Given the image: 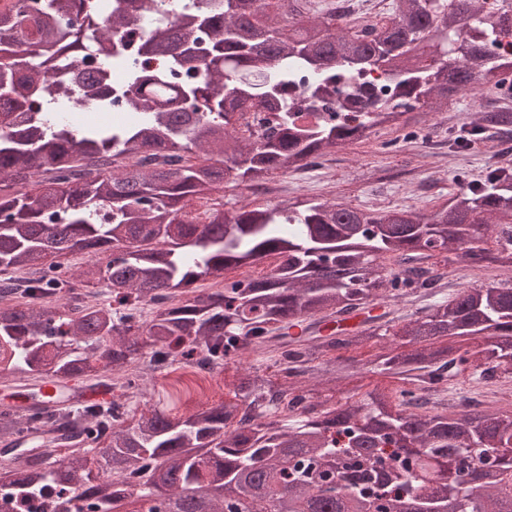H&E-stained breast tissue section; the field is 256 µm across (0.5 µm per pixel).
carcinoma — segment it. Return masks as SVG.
Returning <instances> with one entry per match:
<instances>
[{
  "label": "carcinoma",
  "instance_id": "cac0c4a2",
  "mask_svg": "<svg viewBox=\"0 0 512 512\" xmlns=\"http://www.w3.org/2000/svg\"><path fill=\"white\" fill-rule=\"evenodd\" d=\"M152 11L156 26L133 28ZM389 16L336 23V7L312 0H10L0 5V273L37 270L24 289L0 285V382L94 378L145 360L156 370L206 353L224 366L269 345L283 381L244 368L235 400L198 405L184 418L141 410L140 393L49 411L0 407V500L9 512H56L68 493L95 512L128 499L167 512H229L227 500L267 501L264 512H391L405 496L415 512H503L512 500V455L496 458L478 492L459 495L464 461L481 469L512 444V410L438 408L421 391L512 366V286L463 287L443 296L452 265L512 266V165H489L428 214L362 210L325 199L243 201L203 215L193 202L243 182L254 190L280 171L384 129L403 133L414 112H446L454 96L485 84L512 94V0H391ZM457 47L440 52L447 38ZM380 72V80L369 77ZM356 106L337 118L340 100ZM122 99L133 125L66 122L109 112ZM261 112L259 134L236 125ZM512 111L482 112L453 144ZM498 231L497 255L484 247ZM83 254L77 267L63 262ZM389 255L397 267L377 264ZM271 257V273L199 291L195 284ZM98 288L97 308L67 293ZM45 294L56 297L44 304ZM433 298L406 316L367 319L328 336L292 337L301 319L349 315L380 299ZM156 305L134 322L140 305ZM479 338L470 348L436 346ZM377 347L371 371L403 381L361 399L332 400L350 365L339 352ZM288 396L292 414L275 412ZM59 431L79 451L15 452L16 438ZM386 457L389 466L376 467Z\"/></svg>",
  "mask_w": 512,
  "mask_h": 512
}]
</instances>
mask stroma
Listing matches in <instances>:
<instances>
[{
  "label": "stroma",
  "mask_w": 512,
  "mask_h": 512,
  "mask_svg": "<svg viewBox=\"0 0 512 512\" xmlns=\"http://www.w3.org/2000/svg\"><path fill=\"white\" fill-rule=\"evenodd\" d=\"M492 98L450 101L447 111L422 117L417 133L395 147H385V134L316 159L313 166L288 171L289 199L337 202L370 209L412 208L423 212L447 202L464 182L478 181L492 162L512 163V133L490 130L479 144L448 149L449 131L470 124L476 103ZM150 405L185 417L194 409L197 386L185 378L167 383L162 374L146 372Z\"/></svg>",
  "instance_id": "stroma-1"
}]
</instances>
